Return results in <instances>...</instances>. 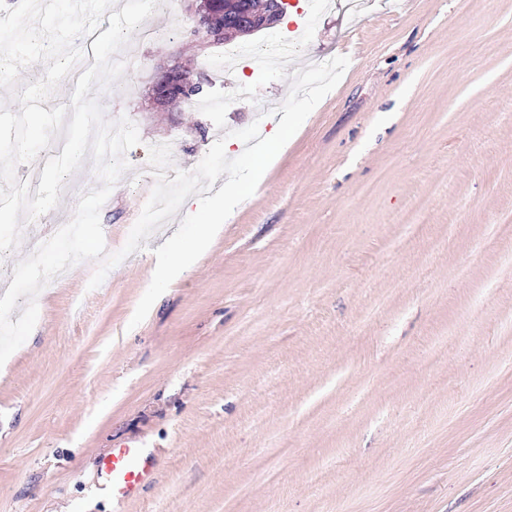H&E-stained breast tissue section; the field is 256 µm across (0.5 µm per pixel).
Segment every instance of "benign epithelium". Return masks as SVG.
<instances>
[{
	"mask_svg": "<svg viewBox=\"0 0 512 512\" xmlns=\"http://www.w3.org/2000/svg\"><path fill=\"white\" fill-rule=\"evenodd\" d=\"M269 9L249 14L243 21L224 16L223 0H200L195 5V29L193 36L208 45L224 43L225 33L231 31L239 38L249 37L263 29L273 27L280 21L284 11L280 0H268ZM198 83L180 70L178 65L163 70L153 86V100L168 103L187 97Z\"/></svg>",
	"mask_w": 512,
	"mask_h": 512,
	"instance_id": "7a95c632",
	"label": "benign epithelium"
}]
</instances>
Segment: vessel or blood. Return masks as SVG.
<instances>
[{
    "label": "vessel or blood",
    "mask_w": 512,
    "mask_h": 512,
    "mask_svg": "<svg viewBox=\"0 0 512 512\" xmlns=\"http://www.w3.org/2000/svg\"><path fill=\"white\" fill-rule=\"evenodd\" d=\"M156 457L137 443H122L102 457L98 477L113 499L125 502L139 498L152 483Z\"/></svg>",
    "instance_id": "obj_1"
}]
</instances>
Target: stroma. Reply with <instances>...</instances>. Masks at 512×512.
Returning <instances> with one entry per match:
<instances>
[{"label": "stroma", "instance_id": "obj_1", "mask_svg": "<svg viewBox=\"0 0 512 512\" xmlns=\"http://www.w3.org/2000/svg\"><path fill=\"white\" fill-rule=\"evenodd\" d=\"M193 0L148 19L94 96L141 142L100 210L119 251L149 198V149L193 170L226 132L278 119L298 69L346 53L338 85L200 258L129 322L180 217L89 289L82 261L37 297L0 366V512H512V0H289L248 46L301 37L288 66L239 70L191 40ZM200 101L150 99L160 65ZM92 158L46 234L98 187ZM431 192L424 223L406 218ZM157 449L156 479L112 501L98 462Z\"/></svg>", "mask_w": 512, "mask_h": 512}]
</instances>
